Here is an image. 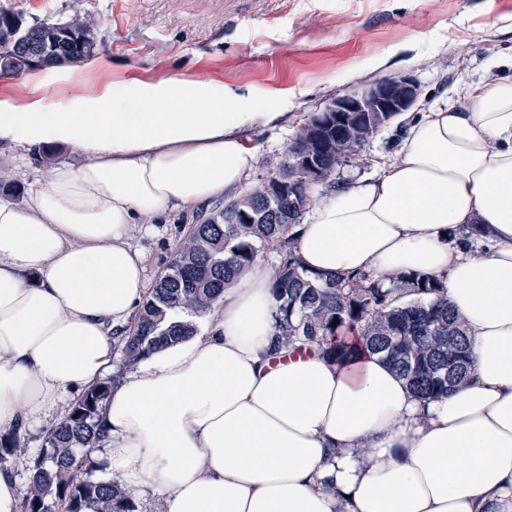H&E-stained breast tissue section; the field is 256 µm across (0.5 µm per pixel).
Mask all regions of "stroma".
Masks as SVG:
<instances>
[{
	"label": "stroma",
	"instance_id": "35a3bbf8",
	"mask_svg": "<svg viewBox=\"0 0 512 512\" xmlns=\"http://www.w3.org/2000/svg\"><path fill=\"white\" fill-rule=\"evenodd\" d=\"M1 7L29 23L87 13L101 39L96 57L114 78H213L252 111L277 113L249 134L258 163L245 192L275 168L308 116L337 96L409 76L418 112L455 100L466 83L487 76L492 60L512 56V0H0ZM411 114L337 166L335 179L374 175L397 151ZM47 170L38 149L20 161L0 150V196L22 200L31 177ZM223 206L216 199L190 212L170 209L133 232L132 247L150 258L148 282L188 228Z\"/></svg>",
	"mask_w": 512,
	"mask_h": 512
}]
</instances>
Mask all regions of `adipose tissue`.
Segmentation results:
<instances>
[{
  "instance_id": "ef3b65f1",
  "label": "adipose tissue",
  "mask_w": 512,
  "mask_h": 512,
  "mask_svg": "<svg viewBox=\"0 0 512 512\" xmlns=\"http://www.w3.org/2000/svg\"><path fill=\"white\" fill-rule=\"evenodd\" d=\"M61 93L47 99V83ZM0 97V146L65 145L86 160L0 196V428L26 429L103 381L113 331L145 301L129 238L253 173L222 82L33 73ZM480 225L476 246L452 234ZM317 273L418 274L444 284L471 341L468 382L418 399L379 356L338 364L275 347L272 268L225 288L215 323L115 384L102 469L164 512H512V75L472 84L407 126L371 177L321 197L289 231Z\"/></svg>"
}]
</instances>
